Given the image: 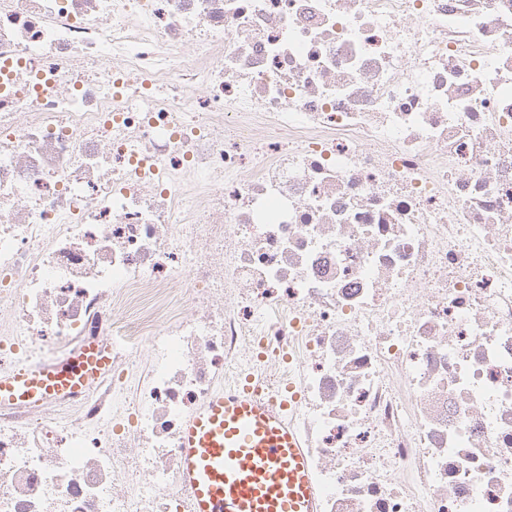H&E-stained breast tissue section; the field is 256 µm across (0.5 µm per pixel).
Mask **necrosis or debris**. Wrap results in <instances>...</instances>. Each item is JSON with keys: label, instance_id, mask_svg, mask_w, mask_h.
<instances>
[{"label": "necrosis or debris", "instance_id": "necrosis-or-debris-1", "mask_svg": "<svg viewBox=\"0 0 512 512\" xmlns=\"http://www.w3.org/2000/svg\"><path fill=\"white\" fill-rule=\"evenodd\" d=\"M0 512H193L287 403L319 512H512V0H0ZM73 363L40 370L17 369L12 375L0 376V400L42 402L62 394H76L86 381L109 371L112 359L95 346L84 347ZM181 480L194 512H318L319 490L282 405L219 390L188 423Z\"/></svg>", "mask_w": 512, "mask_h": 512}]
</instances>
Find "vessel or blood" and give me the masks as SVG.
<instances>
[{
	"instance_id": "1",
	"label": "vessel or blood",
	"mask_w": 512,
	"mask_h": 512,
	"mask_svg": "<svg viewBox=\"0 0 512 512\" xmlns=\"http://www.w3.org/2000/svg\"><path fill=\"white\" fill-rule=\"evenodd\" d=\"M111 365L88 346L73 363L0 376V399L76 394ZM181 451V480L192 491L194 512H318L303 446L281 404L259 398L255 387L219 390L189 421Z\"/></svg>"
}]
</instances>
